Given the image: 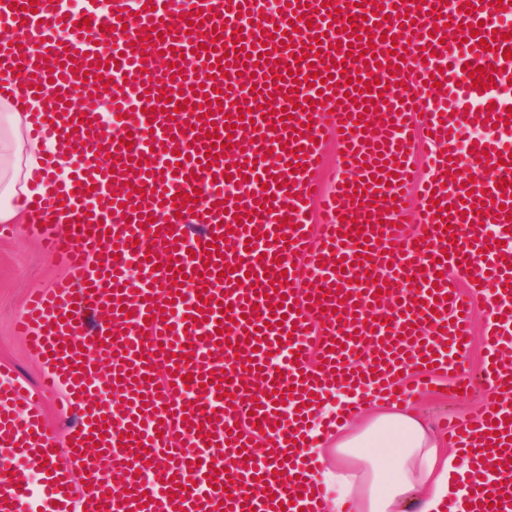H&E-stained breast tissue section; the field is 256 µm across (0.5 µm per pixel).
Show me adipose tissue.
<instances>
[{
	"mask_svg": "<svg viewBox=\"0 0 512 512\" xmlns=\"http://www.w3.org/2000/svg\"><path fill=\"white\" fill-rule=\"evenodd\" d=\"M28 114H0V222L25 217L37 197L59 196L66 160L53 142L31 134ZM315 477L337 507L353 512H444L457 493L459 460L405 405L371 409L360 426L340 422L313 440Z\"/></svg>",
	"mask_w": 512,
	"mask_h": 512,
	"instance_id": "ef3b65f1",
	"label": "adipose tissue"
}]
</instances>
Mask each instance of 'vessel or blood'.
Here are the masks:
<instances>
[{
    "mask_svg": "<svg viewBox=\"0 0 512 512\" xmlns=\"http://www.w3.org/2000/svg\"><path fill=\"white\" fill-rule=\"evenodd\" d=\"M0 25L30 34L0 40V98L43 97L74 160L28 205L67 274L17 329L76 418L57 447L0 369V512H311L312 406L446 377L474 343L459 277L496 299L492 395L448 434L472 512H512L486 479L512 467V0H0ZM92 449L125 478L73 494Z\"/></svg>",
    "mask_w": 512,
    "mask_h": 512,
    "instance_id": "1",
    "label": "vessel or blood"
}]
</instances>
